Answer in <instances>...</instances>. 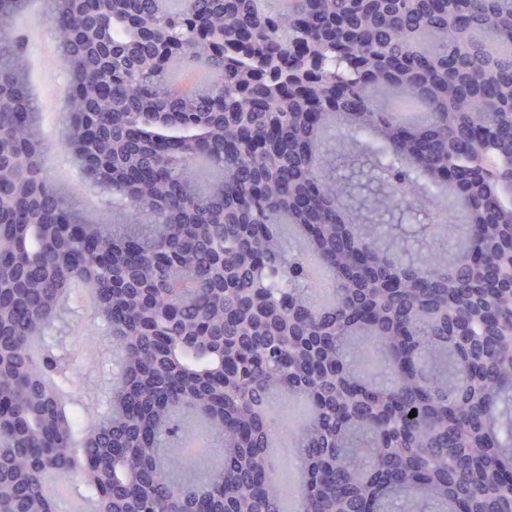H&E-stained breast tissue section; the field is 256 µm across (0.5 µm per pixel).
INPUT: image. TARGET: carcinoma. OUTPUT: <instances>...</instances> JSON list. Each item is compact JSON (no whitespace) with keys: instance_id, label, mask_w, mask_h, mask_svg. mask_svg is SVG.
I'll return each mask as SVG.
<instances>
[{"instance_id":"1","label":"carcinoma","mask_w":512,"mask_h":512,"mask_svg":"<svg viewBox=\"0 0 512 512\" xmlns=\"http://www.w3.org/2000/svg\"><path fill=\"white\" fill-rule=\"evenodd\" d=\"M32 2L0 0V512H59L65 471L110 512H280L286 430L298 512H512V0H46L95 212L46 166ZM98 325L91 407L63 337Z\"/></svg>"}]
</instances>
